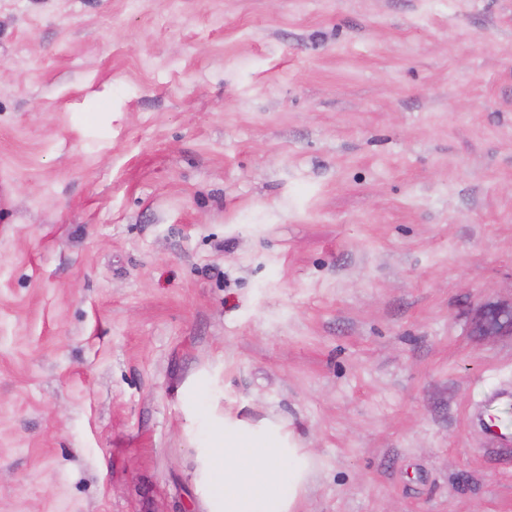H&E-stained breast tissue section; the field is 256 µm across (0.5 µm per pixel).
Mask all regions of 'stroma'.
I'll return each instance as SVG.
<instances>
[{
	"label": "stroma",
	"instance_id": "1",
	"mask_svg": "<svg viewBox=\"0 0 512 512\" xmlns=\"http://www.w3.org/2000/svg\"><path fill=\"white\" fill-rule=\"evenodd\" d=\"M512 0H0V512H512ZM213 439L215 447L203 448L208 512H294L308 475L304 448L226 423Z\"/></svg>",
	"mask_w": 512,
	"mask_h": 512
}]
</instances>
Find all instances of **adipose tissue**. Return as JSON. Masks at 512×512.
I'll list each match as a JSON object with an SVG mask.
<instances>
[{
	"label": "adipose tissue",
	"instance_id": "adipose-tissue-1",
	"mask_svg": "<svg viewBox=\"0 0 512 512\" xmlns=\"http://www.w3.org/2000/svg\"><path fill=\"white\" fill-rule=\"evenodd\" d=\"M205 449L210 512H294L309 454L283 447L278 435L224 426Z\"/></svg>",
	"mask_w": 512,
	"mask_h": 512
}]
</instances>
